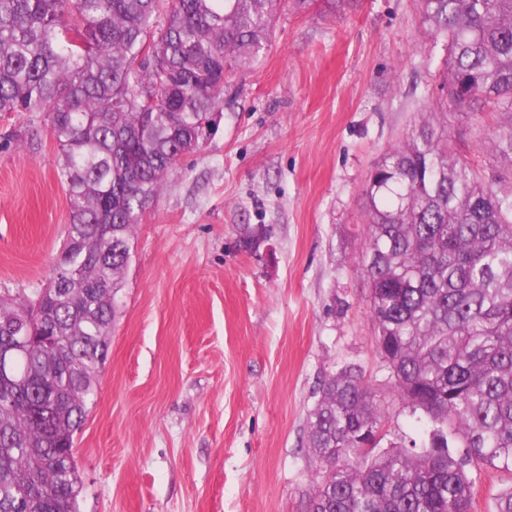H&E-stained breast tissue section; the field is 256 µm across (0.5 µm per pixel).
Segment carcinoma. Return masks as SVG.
<instances>
[{
	"instance_id": "cac0c4a2",
	"label": "carcinoma",
	"mask_w": 512,
	"mask_h": 512,
	"mask_svg": "<svg viewBox=\"0 0 512 512\" xmlns=\"http://www.w3.org/2000/svg\"><path fill=\"white\" fill-rule=\"evenodd\" d=\"M281 0H0V113H43L70 224L52 272L65 288L0 295V512H78L74 437L93 404L134 227L180 159L211 135L224 75L271 47ZM446 39L451 101L512 112V0H418ZM76 16L75 23L68 17ZM483 144L512 157V129ZM359 262L392 390L432 423L378 450L385 396L348 366L327 377L305 445L320 480L305 512H470L473 472L512 474V184L487 182L435 108L364 189Z\"/></svg>"
}]
</instances>
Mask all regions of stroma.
<instances>
[{"label":"stroma","mask_w":512,"mask_h":512,"mask_svg":"<svg viewBox=\"0 0 512 512\" xmlns=\"http://www.w3.org/2000/svg\"><path fill=\"white\" fill-rule=\"evenodd\" d=\"M443 44L417 0H282L271 49L230 75L214 136L183 157L135 227L97 399L75 437L79 512H304V446L322 380L348 366L386 392L384 446L422 439L387 393L369 284L364 187L422 112L486 180L512 163L480 137L512 117L452 105ZM19 131L16 140L10 131ZM43 113L0 117V293L46 287L66 234Z\"/></svg>","instance_id":"1"}]
</instances>
